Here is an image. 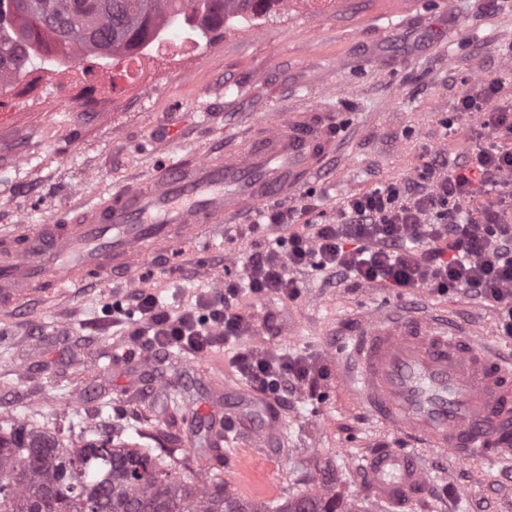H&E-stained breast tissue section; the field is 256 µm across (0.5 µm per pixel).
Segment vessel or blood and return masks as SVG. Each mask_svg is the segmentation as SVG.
Instances as JSON below:
<instances>
[{"label": "vessel or blood", "instance_id": "vessel-or-blood-1", "mask_svg": "<svg viewBox=\"0 0 512 512\" xmlns=\"http://www.w3.org/2000/svg\"><path fill=\"white\" fill-rule=\"evenodd\" d=\"M249 139L248 151L184 159L100 193L65 223L14 225L0 238V309L207 246L234 215L288 201L338 147L306 107L260 122ZM340 377L376 427L402 437L368 454L369 496L405 508L426 493V451L512 462V354L477 331L447 317L364 313Z\"/></svg>", "mask_w": 512, "mask_h": 512}]
</instances>
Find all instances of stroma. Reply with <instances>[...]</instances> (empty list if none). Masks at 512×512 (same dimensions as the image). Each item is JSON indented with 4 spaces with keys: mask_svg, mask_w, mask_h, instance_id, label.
Returning <instances> with one entry per match:
<instances>
[{
    "mask_svg": "<svg viewBox=\"0 0 512 512\" xmlns=\"http://www.w3.org/2000/svg\"><path fill=\"white\" fill-rule=\"evenodd\" d=\"M512 0H290L262 24L232 20L221 38L140 58L128 82H112L102 58L93 67L110 86L98 99L86 71L51 73L41 63L13 84L0 112V233L45 224L77 199L155 172L162 160L224 153L260 118L307 106L338 124L341 141L299 191L313 221L332 223L347 196L414 178L427 155L463 156L486 145L479 114L458 99L482 80L501 82L512 100ZM248 211L207 250L159 257L135 281L89 280L60 300L37 299L0 312V420L39 422L49 431L88 425L123 432L145 448L192 449L191 471L223 481L241 500L264 502L324 488L357 512H512V465L457 462L425 453L431 487L399 510L369 497L365 456L382 437L346 391L334 366L363 312L448 316L503 353L497 311L462 292L397 291L339 285L313 268L298 271L300 295L243 296L241 311L259 333L240 344L269 354H300L321 369L316 394L286 402L250 393L223 366V416L235 421L229 458L199 446L214 361L178 348L144 356L133 320L117 307L135 291L173 314L215 291L226 270L283 236Z\"/></svg>",
    "mask_w": 512,
    "mask_h": 512,
    "instance_id": "obj_1",
    "label": "stroma"
}]
</instances>
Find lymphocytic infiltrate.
<instances>
[{
  "label": "lymphocytic infiltrate",
  "instance_id": "lymphocytic-infiltrate-1",
  "mask_svg": "<svg viewBox=\"0 0 512 512\" xmlns=\"http://www.w3.org/2000/svg\"><path fill=\"white\" fill-rule=\"evenodd\" d=\"M499 93L493 78L457 102L459 111L481 112L489 146L448 165L424 162L411 183L348 196L335 223L312 225L251 253L240 276H226L223 289L202 297L196 309L174 315L153 296L132 295L135 335L160 349L193 351L220 338L234 346L230 362L254 391L279 400L299 387L316 392L323 374L306 359L239 347L248 324L232 310L243 293L297 299L293 273L310 266L340 284L470 293L496 307L498 332L512 340V194L490 204L479 200L482 189L506 186L512 177V107L500 103Z\"/></svg>",
  "mask_w": 512,
  "mask_h": 512
}]
</instances>
